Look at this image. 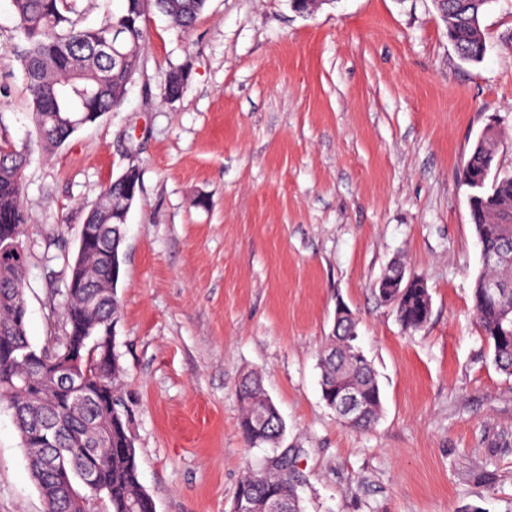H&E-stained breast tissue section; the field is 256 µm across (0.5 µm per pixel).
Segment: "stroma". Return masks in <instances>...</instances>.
Instances as JSON below:
<instances>
[{"instance_id": "35a3bbf8", "label": "stroma", "mask_w": 512, "mask_h": 512, "mask_svg": "<svg viewBox=\"0 0 512 512\" xmlns=\"http://www.w3.org/2000/svg\"><path fill=\"white\" fill-rule=\"evenodd\" d=\"M143 65L122 103L58 150L35 148L0 0V142L29 147L27 334L64 333L68 264L88 210L136 166L116 351L139 480L156 512H230L274 448L242 439L236 387L261 373L304 475L305 512H512V377L472 310L481 270L459 167L488 123L512 172V0L461 62L433 0H208L190 35L146 18ZM187 68L164 99L169 72ZM432 313L405 334L374 283L393 261ZM358 320L382 412L359 431L326 406L318 354L337 304ZM0 512H44L0 410Z\"/></svg>"}]
</instances>
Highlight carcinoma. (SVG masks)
<instances>
[{
	"instance_id": "1",
	"label": "carcinoma",
	"mask_w": 512,
	"mask_h": 512,
	"mask_svg": "<svg viewBox=\"0 0 512 512\" xmlns=\"http://www.w3.org/2000/svg\"><path fill=\"white\" fill-rule=\"evenodd\" d=\"M448 39L464 54V62L482 61L486 44L477 31L481 18L496 0H447ZM207 0H152L150 9L165 15L183 33L194 29ZM21 49L17 58L28 91V104L38 145L47 153L62 147L83 125L112 111L140 67L146 38L147 13L140 0H124L120 13L106 16L95 27L82 25L77 0H11ZM188 70L170 72L164 97L178 98ZM27 150L0 145V250L8 246L15 255L0 262V405L10 411L30 476L38 488L45 512H156L155 502L139 481L135 441L128 428L131 413L122 390L123 369L110 376L81 374L92 399L77 401L45 364L61 353L64 342L35 347L26 330L24 291L25 257L20 253L23 227L31 218L22 205V171ZM485 165V154L470 152L461 169V182L471 187ZM126 204V185L117 178L101 193L86 216L88 244L77 253L69 270L80 269L85 286L65 292V335L89 350L96 348L102 361L104 347L95 340L116 325L120 312L116 285L120 276L117 241L124 240L126 221L112 217ZM512 214V175L488 182L474 201L471 224L480 246L483 268L472 289V307L493 362L512 376V223H501ZM405 274L395 262L377 280L375 289L391 288ZM495 286L488 291L485 285ZM403 329L421 330L431 315L426 285L406 289L393 304ZM321 394L336 408V393L344 384L356 387L367 410L351 427L367 430L382 410L376 372L358 344L357 323L334 324L332 335L319 354ZM242 404L240 433L254 448L277 447L284 433L281 417L262 425L258 416L268 414L272 402L263 378L245 374L238 385ZM92 471L98 491L85 483ZM302 483L295 461L283 455L263 473L249 472L240 481L235 500L265 512L279 502L286 512H303L298 489Z\"/></svg>"
}]
</instances>
